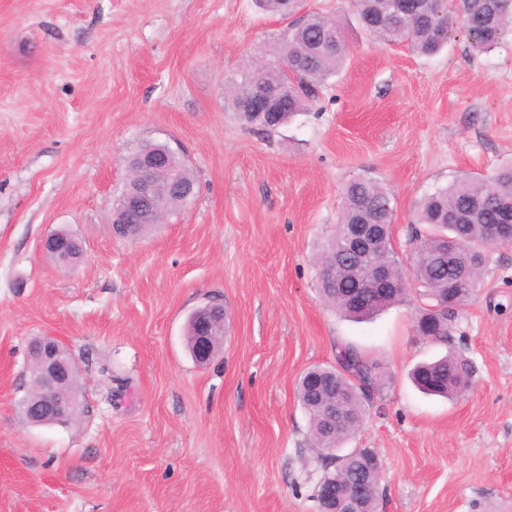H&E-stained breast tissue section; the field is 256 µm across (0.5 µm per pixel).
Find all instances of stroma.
<instances>
[{"label":"stroma","instance_id":"1","mask_svg":"<svg viewBox=\"0 0 512 512\" xmlns=\"http://www.w3.org/2000/svg\"><path fill=\"white\" fill-rule=\"evenodd\" d=\"M313 12L341 26L343 68L287 125L245 128L225 86ZM144 142L179 150L197 193L131 241L112 201ZM510 163L511 34L476 54L457 28L421 55L348 0H0V512H319L297 384L345 344L384 380L346 443L381 459L379 512H512V245L490 249L444 346L415 302L344 319L316 264L353 179L390 190L404 260L427 194ZM58 230L81 242L71 264L39 249ZM210 299L227 333L201 366L184 329ZM42 336L77 371L64 424L22 413ZM449 350L468 392L418 391L411 368Z\"/></svg>","mask_w":512,"mask_h":512}]
</instances>
